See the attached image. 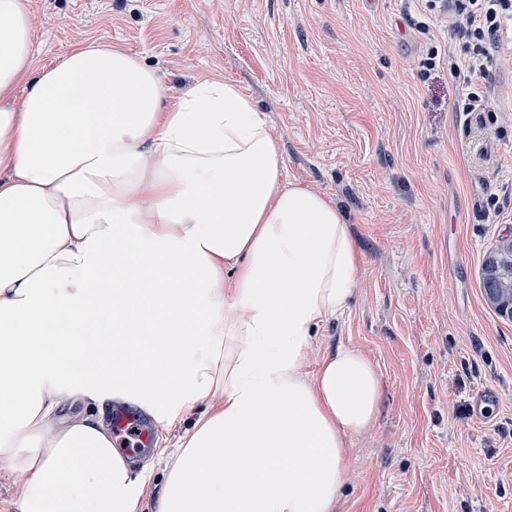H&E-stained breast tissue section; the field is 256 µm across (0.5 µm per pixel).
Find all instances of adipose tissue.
<instances>
[{"label": "adipose tissue", "instance_id": "1", "mask_svg": "<svg viewBox=\"0 0 512 512\" xmlns=\"http://www.w3.org/2000/svg\"><path fill=\"white\" fill-rule=\"evenodd\" d=\"M35 58L26 0H0V462L22 480L15 512H140L147 476L113 442L108 401L162 434L192 420L156 512H337L381 397L358 349L303 370L355 292L337 206L286 180L234 84L173 100L100 41L51 68ZM87 399L96 411L62 417Z\"/></svg>", "mask_w": 512, "mask_h": 512}]
</instances>
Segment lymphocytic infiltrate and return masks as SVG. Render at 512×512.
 Returning <instances> with one entry per match:
<instances>
[{
  "instance_id": "obj_1",
  "label": "lymphocytic infiltrate",
  "mask_w": 512,
  "mask_h": 512,
  "mask_svg": "<svg viewBox=\"0 0 512 512\" xmlns=\"http://www.w3.org/2000/svg\"><path fill=\"white\" fill-rule=\"evenodd\" d=\"M431 13L452 18L448 47H431L421 63L423 72L447 65L461 83L458 112L490 111L491 72L505 30H512V0H425Z\"/></svg>"
}]
</instances>
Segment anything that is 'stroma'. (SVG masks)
Segmentation results:
<instances>
[{
	"label": "stroma",
	"mask_w": 512,
	"mask_h": 512,
	"mask_svg": "<svg viewBox=\"0 0 512 512\" xmlns=\"http://www.w3.org/2000/svg\"><path fill=\"white\" fill-rule=\"evenodd\" d=\"M37 62L101 41L156 70L171 95L232 81L267 117L289 179L339 208L358 246L349 310L318 331L375 363L381 398L355 440L338 512H512V321L481 288L484 255L512 234V52L492 109L417 30L418 0H28ZM499 403L486 423L470 405Z\"/></svg>",
	"instance_id": "stroma-1"
}]
</instances>
